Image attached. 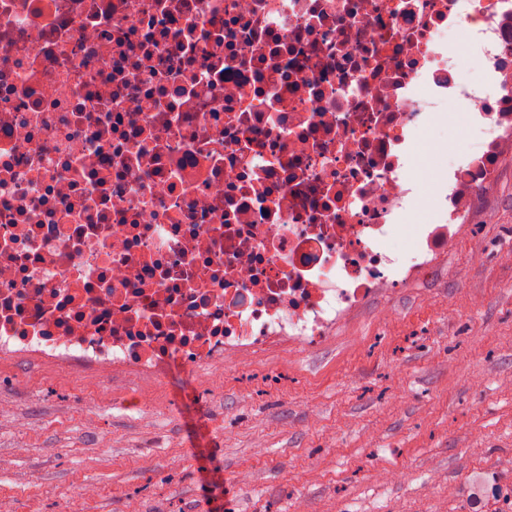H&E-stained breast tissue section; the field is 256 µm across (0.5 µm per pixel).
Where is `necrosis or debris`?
Wrapping results in <instances>:
<instances>
[{
  "instance_id": "1",
  "label": "necrosis or debris",
  "mask_w": 512,
  "mask_h": 512,
  "mask_svg": "<svg viewBox=\"0 0 512 512\" xmlns=\"http://www.w3.org/2000/svg\"><path fill=\"white\" fill-rule=\"evenodd\" d=\"M508 153L512 0H0V359L315 345L493 221ZM484 136L485 134L476 130L472 136H469L466 139L449 140L448 146L445 145L443 148L435 146L437 154L433 156L437 158L440 165L446 170V168H449L460 157L476 152L479 149Z\"/></svg>"
}]
</instances>
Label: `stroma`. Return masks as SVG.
Returning <instances> with one entry per match:
<instances>
[{
	"label": "stroma",
	"instance_id": "1",
	"mask_svg": "<svg viewBox=\"0 0 512 512\" xmlns=\"http://www.w3.org/2000/svg\"><path fill=\"white\" fill-rule=\"evenodd\" d=\"M434 266L196 389L0 359V512H512V158ZM397 480H387V473Z\"/></svg>",
	"mask_w": 512,
	"mask_h": 512
}]
</instances>
